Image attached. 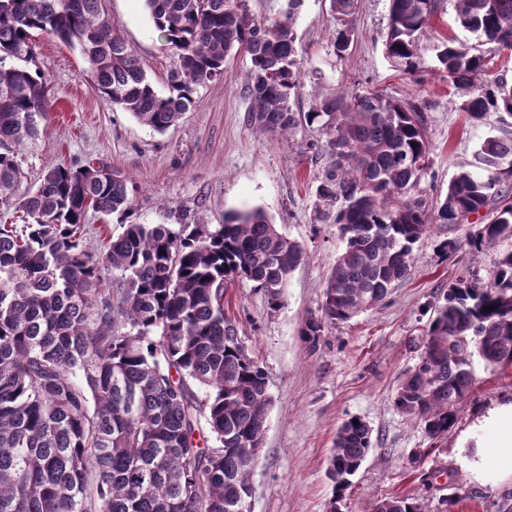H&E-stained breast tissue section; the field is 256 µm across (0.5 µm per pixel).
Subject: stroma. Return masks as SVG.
<instances>
[{"label":"stroma","instance_id":"obj_1","mask_svg":"<svg viewBox=\"0 0 512 512\" xmlns=\"http://www.w3.org/2000/svg\"><path fill=\"white\" fill-rule=\"evenodd\" d=\"M105 9L154 89L167 93L172 52L143 0H105ZM388 14L389 0H358L355 14L341 22L329 0H302L292 19L302 86L290 106L300 115L316 97L370 90L422 100L431 150L414 193L433 203L459 172L494 176L477 153L499 127L498 113L475 123L461 111L460 96L437 60L443 38L483 56L480 83H512V53L461 27L455 0H442L438 19L420 38V72L409 76L385 53ZM343 25L353 36L340 54L334 39ZM34 65L54 99L38 138L20 151V192L34 189L53 165L101 163L134 184V222L173 224L183 217L220 224L229 214L258 208L305 249L280 307L270 308L264 293L245 281L224 296L241 341L267 373L272 398L254 468L253 512H331L328 459L338 427L353 416L371 427L372 446L342 512H371L378 499L395 494L427 499L431 512H497L502 493L512 491V464L490 459L482 472L474 464L499 432L490 412L512 404V369L474 361L473 388L442 439L429 438L394 405L399 385L419 362L432 302L471 260L466 240L474 225L451 233L432 226L409 276L384 301L328 327L309 347L301 325L320 315L327 277L345 247L337 225L321 219L325 206L316 196L329 162L326 134L301 121L282 137L251 122L254 103L246 87L252 65L243 53L229 55L223 76L199 86L190 110L162 134L94 92L79 49L38 37ZM450 235L460 247L444 259L436 246Z\"/></svg>","mask_w":512,"mask_h":512}]
</instances>
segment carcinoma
Instances as JSON below:
<instances>
[{
	"label": "carcinoma",
	"instance_id": "carcinoma-1",
	"mask_svg": "<svg viewBox=\"0 0 512 512\" xmlns=\"http://www.w3.org/2000/svg\"><path fill=\"white\" fill-rule=\"evenodd\" d=\"M104 0H0V199L16 194L17 150L37 137L51 87L30 68L36 37L80 50L90 84L155 132L177 124L195 87L243 52L253 118L285 134L297 125L290 98L301 87L291 21L263 23L246 0H144L174 50L168 93H157L140 59L114 30ZM386 53L406 74L420 69V34L439 0H389ZM460 25L488 44L512 40V0H457ZM13 58L22 66H5ZM478 121L503 114L478 163L430 206L411 197L430 152L424 105L379 92L324 97L304 115L329 136L330 163L316 196L336 204L346 239L326 283L321 315L301 336L316 347L325 328L384 300L409 274L433 224L448 232L488 208L468 239L472 263L432 305L419 363L396 392L397 409L432 439L448 433L473 388V360L512 363V250L479 275L485 247L512 238V83L473 85L482 58L444 43L437 55ZM134 189L92 163L47 169L18 202L22 223L0 224V512H240L263 446L268 378L224 310V290L247 281L272 307L304 259L296 240L260 210L224 223L138 224ZM116 217L123 232L91 242L88 211ZM493 310L488 311L486 307ZM205 391L201 397L193 389ZM372 445L369 425L349 418L328 460L335 503ZM373 512H430L423 498L393 495Z\"/></svg>",
	"mask_w": 512,
	"mask_h": 512
}]
</instances>
